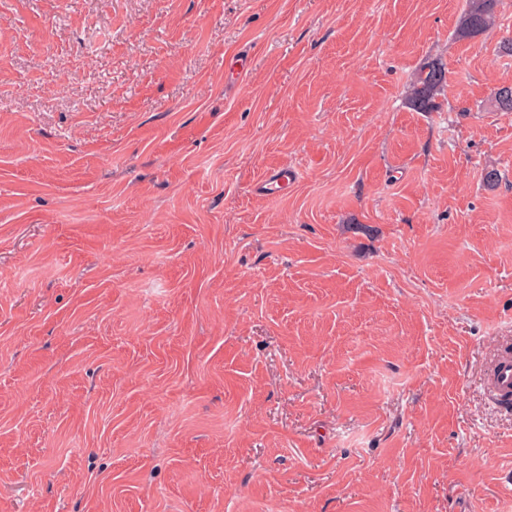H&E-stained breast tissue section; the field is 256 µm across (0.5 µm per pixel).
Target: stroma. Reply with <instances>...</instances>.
I'll return each mask as SVG.
<instances>
[{"instance_id":"35a3bbf8","label":"stroma","mask_w":512,"mask_h":512,"mask_svg":"<svg viewBox=\"0 0 512 512\" xmlns=\"http://www.w3.org/2000/svg\"><path fill=\"white\" fill-rule=\"evenodd\" d=\"M466 7L0 0V512H512V0ZM496 0H469V7L462 16L459 35L464 38L474 37L495 22ZM446 84L444 67L434 61L424 62L414 74L410 89L411 106L419 112H436V97ZM491 391L497 398L512 394V360H498L491 373Z\"/></svg>"}]
</instances>
